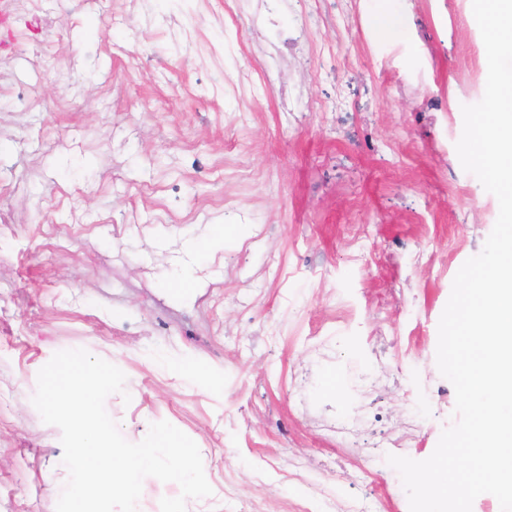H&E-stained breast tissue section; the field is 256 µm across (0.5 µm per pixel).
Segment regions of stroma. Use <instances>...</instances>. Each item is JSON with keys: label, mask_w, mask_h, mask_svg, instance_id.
I'll return each instance as SVG.
<instances>
[{"label": "stroma", "mask_w": 512, "mask_h": 512, "mask_svg": "<svg viewBox=\"0 0 512 512\" xmlns=\"http://www.w3.org/2000/svg\"><path fill=\"white\" fill-rule=\"evenodd\" d=\"M147 5L28 0L0 29V512H56L61 431L32 397L75 348L124 372L106 409L125 439L165 420L195 441L213 493L186 512H227L228 491L409 512L386 459L331 466L332 425L376 406L423 460L454 421L438 322L499 213L456 151L488 74L472 0H398V39L378 0H310L335 25L275 61L256 0ZM218 64L251 88L213 90Z\"/></svg>", "instance_id": "1"}]
</instances>
